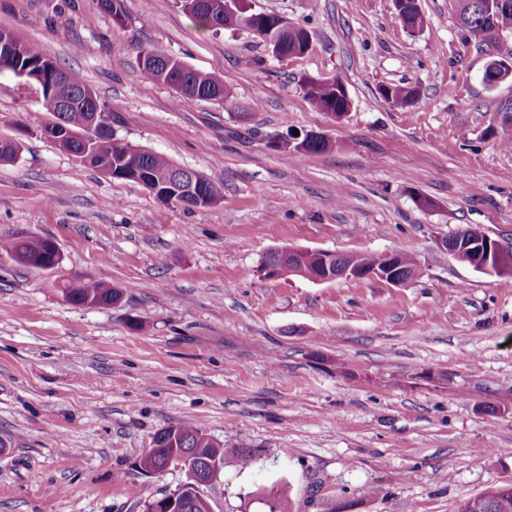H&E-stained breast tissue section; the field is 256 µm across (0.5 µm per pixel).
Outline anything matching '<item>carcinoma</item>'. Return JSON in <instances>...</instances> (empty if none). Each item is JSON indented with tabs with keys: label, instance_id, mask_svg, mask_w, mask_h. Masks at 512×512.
Masks as SVG:
<instances>
[{
	"label": "carcinoma",
	"instance_id": "obj_1",
	"mask_svg": "<svg viewBox=\"0 0 512 512\" xmlns=\"http://www.w3.org/2000/svg\"><path fill=\"white\" fill-rule=\"evenodd\" d=\"M456 7L461 26L468 38L479 46L493 44L490 31H512V7L507 9L499 6L497 0H456ZM47 56L41 47L35 43L24 42L20 47V55L13 63L5 64V69L12 72L16 68L28 69V74L43 78V86L50 87L61 77L69 95L63 100V106L55 113L56 122L81 134L88 130L87 112L90 111L83 93L91 91L83 75L74 70H66L58 64H53L51 70H46ZM150 76L158 82L170 87H179V92L186 97L199 100H221L224 98L225 87L221 77L205 73L188 66L183 60L167 56L152 62ZM390 94L382 98L392 106L407 109L416 101L417 92L408 86L393 84L389 86ZM311 105L322 112L336 111L340 100L336 98L333 86L325 81L309 84L307 90ZM59 147L72 154L93 153L91 168L99 169L104 166L112 167V177L118 180L127 179V174L134 171H144L160 181L187 179L189 174L173 164L168 158L156 152L132 151L116 141L112 134L96 132L83 139H63ZM20 151V144L0 138V163L14 161ZM201 179V192L213 206L224 197V185L214 181L202 173H197ZM11 252L19 264L36 262L48 255V243L36 236L14 237ZM378 257L369 254H346L336 256V263L343 267L366 269L373 266ZM263 267L271 269V275L276 279H286L299 276L312 280L319 273L317 261L312 258H301L294 261L282 260L271 251L263 258ZM67 299L75 305L99 307L108 306L120 297L116 288H111L101 282L89 280L79 284H69L64 289ZM165 435L174 437L167 448H177L185 453L190 466L185 470L186 482L190 483L198 476L199 471H209L214 476L218 469L212 462L226 468H244L252 459L251 450L238 448L226 451L224 448L207 438L198 428L190 423H182L177 427L166 429ZM168 463V454L161 451L146 450L139 459L143 468L162 471ZM289 487L286 484L272 487L263 499L268 512H281L283 502L287 499ZM456 512H512V488L504 489L494 486L473 499L460 503Z\"/></svg>",
	"mask_w": 512,
	"mask_h": 512
}]
</instances>
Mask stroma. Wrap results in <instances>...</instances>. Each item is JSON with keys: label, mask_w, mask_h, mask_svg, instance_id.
<instances>
[{"label": "stroma", "mask_w": 512, "mask_h": 512, "mask_svg": "<svg viewBox=\"0 0 512 512\" xmlns=\"http://www.w3.org/2000/svg\"><path fill=\"white\" fill-rule=\"evenodd\" d=\"M415 33L393 0H246L307 30L281 61L244 28L204 29L179 0H0V28L80 72L112 134L223 183L208 208L81 165L43 129L40 87L0 72V512H143L183 471L136 464L182 422L251 466L204 493L213 512H456L512 483V276L456 260L440 237L476 225L512 248V78L487 87L493 51L466 43L454 0H418ZM150 49L224 80L220 101L153 80ZM342 79L350 110L313 108L310 81ZM417 90L406 110L384 85ZM264 139L249 137V130ZM329 141L296 151L294 133ZM430 200L420 207L417 197ZM52 239L62 262H15V234ZM414 255L418 275L314 283L263 276L274 248ZM96 280L120 303L78 306ZM64 292L70 302L82 306H91V304L99 307L108 306L120 297L118 289L92 280L79 284H68Z\"/></svg>", "instance_id": "35a3bbf8"}]
</instances>
